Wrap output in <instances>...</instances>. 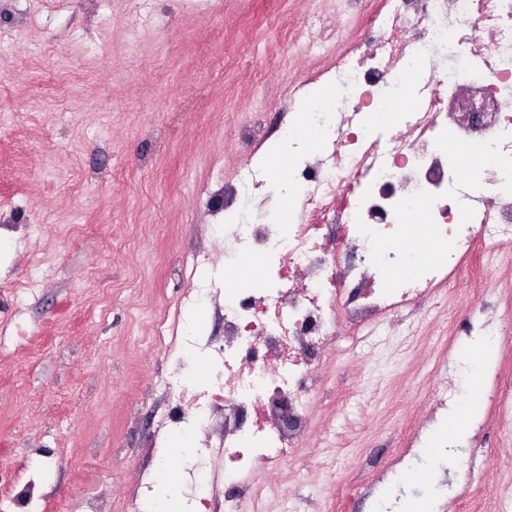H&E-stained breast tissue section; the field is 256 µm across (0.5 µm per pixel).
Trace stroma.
Masks as SVG:
<instances>
[{
  "instance_id": "stroma-1",
  "label": "stroma",
  "mask_w": 512,
  "mask_h": 512,
  "mask_svg": "<svg viewBox=\"0 0 512 512\" xmlns=\"http://www.w3.org/2000/svg\"><path fill=\"white\" fill-rule=\"evenodd\" d=\"M335 28L327 0H0V512H157L141 479L180 483L190 459L177 427L159 434L170 398L158 379L181 357L147 342L156 315L190 284L185 259L214 249L202 279L224 282L225 174L266 173L247 207L265 222L283 203L276 141L313 63L273 58L313 23ZM479 296L452 294L449 309ZM449 309L419 310L420 359L392 356L375 329L339 354L318 389L337 442L335 470L298 462L301 497L331 512H380L389 482L337 503V485L397 475L408 501L448 512V468L490 451V485L512 484L494 412L474 380L469 422L435 431L406 420L438 382Z\"/></svg>"
}]
</instances>
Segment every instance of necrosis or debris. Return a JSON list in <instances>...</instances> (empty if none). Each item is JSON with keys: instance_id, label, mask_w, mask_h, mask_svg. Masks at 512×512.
Segmentation results:
<instances>
[{"instance_id": "4bbe7bcc", "label": "necrosis or debris", "mask_w": 512, "mask_h": 512, "mask_svg": "<svg viewBox=\"0 0 512 512\" xmlns=\"http://www.w3.org/2000/svg\"><path fill=\"white\" fill-rule=\"evenodd\" d=\"M355 2L358 43L340 51L335 32L304 31L353 109L322 153L289 162L284 223L224 227L225 257L259 259L264 287L236 283L222 343L188 331L190 297L155 326L157 349L204 353L217 368L205 387L178 368L163 386L178 419H194L198 455L221 454L243 491L225 512L294 501L267 475L309 451L314 389L339 334L402 326L444 289L481 282L512 243V0ZM448 44L447 68L437 50ZM413 223L445 246L440 262L407 248Z\"/></svg>"}]
</instances>
